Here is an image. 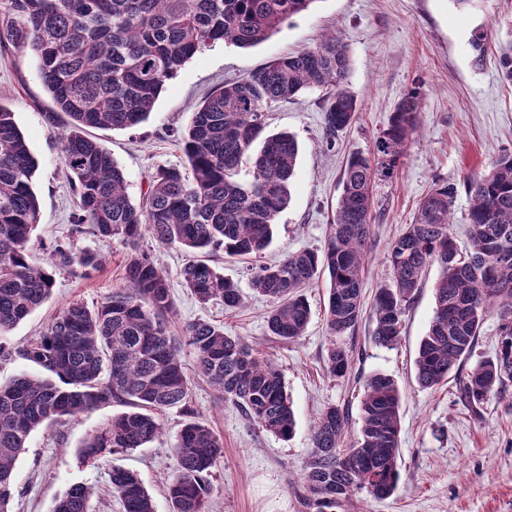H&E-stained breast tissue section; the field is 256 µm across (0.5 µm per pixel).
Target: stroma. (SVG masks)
I'll return each mask as SVG.
<instances>
[{"mask_svg":"<svg viewBox=\"0 0 512 512\" xmlns=\"http://www.w3.org/2000/svg\"><path fill=\"white\" fill-rule=\"evenodd\" d=\"M336 30L351 55L349 87L361 108L354 124L340 133L333 150L322 144V93L303 91L294 101L269 108L267 132L295 136L299 155L290 186V202L279 214L270 246L248 259L216 255L213 265L239 287L243 305L201 304L182 284L183 251L164 248L144 237L149 251L167 272L175 310V329L195 321L223 326L224 332L256 345L284 376L296 418L294 435L281 440L262 431L200 378H193L191 406L224 443V457L210 478V512H302L293 488L312 448V426L328 407L344 408L352 425L345 443L356 437L360 396L365 381L383 373L394 379L401 396L400 480L388 499L356 494L351 512H512V380L478 408L457 398L456 375L433 388L420 387L414 361L433 316L438 267H430L404 317L395 347L375 344L370 314H363L345 342L355 360L343 378L326 371L330 337L324 317L326 278L303 293L311 309L304 336L286 343L269 336L266 316L271 300L252 287L259 266L305 249H322L335 217L340 177L350 153L369 152L397 104L421 85L418 130L410 141L396 179L376 191L377 218L363 281L365 303L388 282L389 243L412 223L418 200L436 181L463 183L503 153H512V85L501 75L503 53H512V0H314L308 11L286 20L264 42L237 48L215 43L197 54L166 81L153 111L127 130L86 129L88 138L111 153L122 168L127 191L140 202L158 170L181 167L185 156L173 134L187 127L198 104L218 84L247 77L258 67L305 47ZM484 33L486 52L475 62L470 41ZM0 104L16 123L37 161L33 189L41 219L28 248L45 264L56 241L70 240L75 253L102 257L89 276L57 271L51 297L0 341V383L34 367L18 351L38 336L69 302L96 308L124 284L129 247L122 239L101 240L72 234L75 196L65 174L58 129L45 119L52 102L36 60L0 46ZM125 407L112 403L33 431L14 469L10 512H53L69 487H91L90 512H122L106 490L113 466L134 470L152 497L155 512H169L168 489L177 462L171 452L183 420L179 410L160 414L162 435L147 447L83 462L84 439Z\"/></svg>","mask_w":512,"mask_h":512,"instance_id":"1","label":"stroma"}]
</instances>
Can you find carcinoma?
Masks as SVG:
<instances>
[{
    "label": "carcinoma",
    "mask_w": 512,
    "mask_h": 512,
    "mask_svg": "<svg viewBox=\"0 0 512 512\" xmlns=\"http://www.w3.org/2000/svg\"><path fill=\"white\" fill-rule=\"evenodd\" d=\"M315 0H0V40L37 61L61 133L65 165L76 198L75 233L89 228L101 239L122 238L131 251L122 287L91 310L69 303L19 356L43 371L0 384V512H9L13 469L31 433L44 423L77 417L109 403L129 410L89 435L79 456L94 461L109 453L143 448L161 433L156 415L178 409L184 416L172 451L177 473L169 487L170 512H208L209 477L224 457L223 441L190 406V383L180 359L190 347L198 372L220 397L237 405L263 431L282 440L296 419L285 380L253 345L224 334L208 322L185 326L176 335L168 323L174 301L168 277L150 253L139 249L148 235L189 255L183 286L202 304L219 300L224 309L242 306L236 284L208 258L256 256L273 238L277 216L290 201V180L299 147L288 132H265L263 112L294 100L309 88L323 95L322 142L336 145L360 110L350 90L351 56L330 34L304 48L215 87L198 105L191 123L177 133L190 172L160 170L142 202L134 204L122 169L112 155L82 135L86 127L130 129L152 112L165 83L212 44L239 48L269 38L287 19ZM420 86L392 112L370 153H352L341 176V194L325 247L304 250L263 265L254 289L275 302L267 315L269 335L295 342L303 336L310 307L301 288L328 275L325 319L331 347L328 372L346 376L352 348L336 338L354 331L363 315L362 278L371 237L374 190L397 175L417 129ZM251 158L252 179L237 178ZM36 161L14 113L0 104V338L53 291L56 270L87 275L99 265L93 254L75 255L56 242L51 262L35 266L28 243L40 222L32 187ZM471 249L462 254L449 233L458 186L438 181L416 205L407 230L388 247L389 283L375 295V342L392 347L403 316L425 270L438 264L435 307L415 359L419 386L432 388L471 354L486 313L500 317L499 351L460 379L458 400L482 404L512 380V154L492 160L486 172L468 178ZM357 439L341 448L349 428L346 412L325 409L312 430L313 449L298 497L304 512H350L365 492L385 499L396 490L400 438V392L381 373L366 381L360 400ZM109 493L124 512H154L139 476L112 467ZM92 492L72 486L54 512H89Z\"/></svg>",
    "instance_id": "obj_1"
}]
</instances>
